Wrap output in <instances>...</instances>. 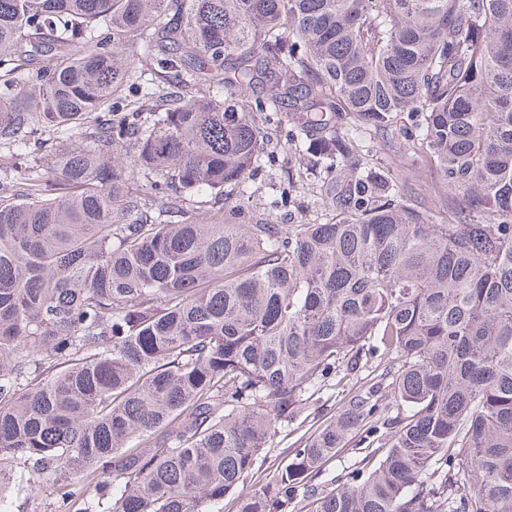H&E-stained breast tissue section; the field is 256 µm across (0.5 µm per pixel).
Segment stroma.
<instances>
[{
	"mask_svg": "<svg viewBox=\"0 0 512 512\" xmlns=\"http://www.w3.org/2000/svg\"><path fill=\"white\" fill-rule=\"evenodd\" d=\"M271 134L276 146L274 159L256 179L250 205L259 207L272 199H279L278 209L270 215L275 224L326 222L332 215L328 206L319 202L312 193L289 191L288 180L294 172V154L279 128H272ZM356 149L372 167L399 169L409 194L415 200L427 202L437 199L433 221L437 224L447 222V203L458 198L459 193L443 182L425 155L410 153L400 140L381 137L371 131L357 139ZM382 371V364L372 358L352 370L339 368L328 385L310 391L304 410L291 421L279 425L249 474L248 483L271 477L277 469L287 464L292 450L301 447L307 436L338 414L355 392L374 385L379 389L381 406L373 422L357 428L347 438L336 457L324 463L311 485L321 489L333 488L346 481L353 472L373 468L386 452L385 442L390 434L388 420L398 412V405L389 394V381L383 378Z\"/></svg>",
	"mask_w": 512,
	"mask_h": 512,
	"instance_id": "1",
	"label": "stroma"
}]
</instances>
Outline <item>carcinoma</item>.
<instances>
[{
	"label": "carcinoma",
	"mask_w": 512,
	"mask_h": 512,
	"mask_svg": "<svg viewBox=\"0 0 512 512\" xmlns=\"http://www.w3.org/2000/svg\"><path fill=\"white\" fill-rule=\"evenodd\" d=\"M1 64L0 512L11 481L54 512H224L367 355L401 362L408 413L313 512H512V0H0ZM273 120L330 222L241 201ZM363 130L432 157L448 223ZM47 131L75 145L44 170ZM377 410L353 395L236 512H293Z\"/></svg>",
	"instance_id": "1"
}]
</instances>
